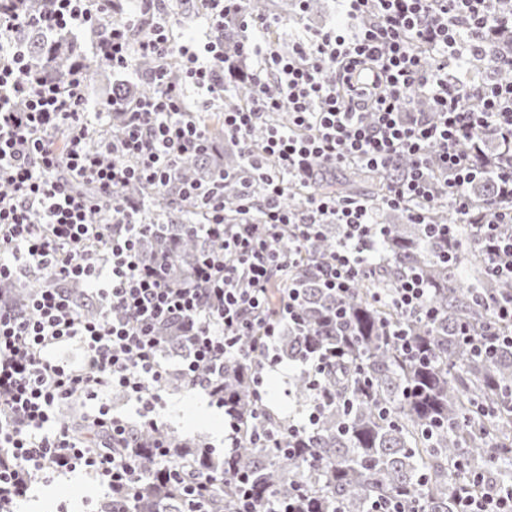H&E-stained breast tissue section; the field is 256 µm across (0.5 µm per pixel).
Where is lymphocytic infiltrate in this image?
Here are the masks:
<instances>
[{
	"mask_svg": "<svg viewBox=\"0 0 512 512\" xmlns=\"http://www.w3.org/2000/svg\"><path fill=\"white\" fill-rule=\"evenodd\" d=\"M338 2L341 25L289 34L283 52L264 39L282 18L243 13V0H205L210 36L197 53L173 41L177 20L165 0H143L152 23L134 50V23L109 21L110 0H48L34 13L0 0V282L40 278L23 306L0 297V512H15L35 484L76 471L105 487L110 501L126 499L141 474L126 452L132 427L113 414L107 393L117 389L135 401L141 427L152 430L170 379L223 404L218 379L226 359L249 357L243 337L272 347L284 314H296V297L279 312L270 292L321 225L343 230L318 268L325 288L345 295L372 272L382 225L366 202L312 191L322 173L355 166L386 172L405 161L384 205L422 224L429 208L448 204L456 221L434 225L435 234L451 240L459 225H469L489 273L512 279V82L476 85L465 75L468 55H484L487 40L512 31V13H502L497 0ZM231 24L244 33L235 57L225 54L222 38ZM26 28L91 29L113 69L131 72L137 58L155 60L148 76L155 90L126 105L118 136L93 132V121L110 115L88 116L84 67L66 82L48 79L16 38ZM242 56L256 61L247 72L250 102L224 108V135L242 158L235 175L242 218L225 222L223 186L184 188L205 226L221 227L224 248L198 263L188 286L176 287L162 265L140 257L146 202L118 192L135 182L161 189L181 157L206 149L209 137L187 112V95L195 93L201 109L225 96L221 80L238 76ZM173 57L183 71L177 85L164 68ZM422 99L429 111L418 110ZM277 112L287 113V127L272 124ZM261 127L266 138L257 155L252 136ZM488 138L503 146L488 171L498 195L479 207L467 187ZM254 172L263 182L259 195ZM83 183L90 192L80 191ZM296 185L308 193L291 212L282 201ZM255 209L261 222L249 219ZM70 283L91 290L95 317L68 295ZM173 322L188 328L175 364L159 334ZM74 342L83 352L79 364L57 355ZM77 400L89 403L84 417L100 446L59 417L61 405ZM472 481L457 512H512V488L480 474Z\"/></svg>",
	"mask_w": 512,
	"mask_h": 512,
	"instance_id": "f902f5d3",
	"label": "lymphocytic infiltrate"
}]
</instances>
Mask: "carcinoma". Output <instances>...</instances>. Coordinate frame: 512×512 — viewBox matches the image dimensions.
Returning <instances> with one entry per match:
<instances>
[{
    "label": "carcinoma",
    "instance_id": "1",
    "mask_svg": "<svg viewBox=\"0 0 512 512\" xmlns=\"http://www.w3.org/2000/svg\"><path fill=\"white\" fill-rule=\"evenodd\" d=\"M247 7L260 15L294 11L291 0H250ZM22 38L33 63L54 80L65 79L70 67L84 59L80 44L64 36L28 30ZM109 67L101 56L87 63L88 83ZM239 164L237 155L209 149L184 156L160 192L150 194L138 186L121 191L129 198L151 195L147 218L152 226L141 251L147 263L164 264L173 284L191 281L200 252L222 248L221 238L185 223L190 205L180 197L182 186ZM362 179L372 182L365 202L386 230L376 244L381 259L373 276L357 280L341 298L323 287L316 267L340 239V228L326 224L271 292L274 306L282 304L290 287L300 301L297 318L284 322L277 337V357L300 365L331 348L343 353L318 375L326 397L300 446L286 452L288 418L255 400V365L265 354L257 350L250 361L226 360L224 402L233 404L241 418L234 457L217 459L204 443L188 444L171 429L135 430L124 452L132 455L144 478L136 497L115 509L187 512L182 488L160 474L152 448L158 441L187 480H212L203 512H235L236 479L242 474L250 477L256 512L290 497L300 512H369L378 498H401L408 512H456L457 493L469 485L466 470L485 473L497 483L512 480V348L480 359L455 336L460 323L478 335L486 333L493 323L491 302L512 299V280L489 275L479 245L459 249L428 235L426 225L407 224L403 213L381 206L387 192L383 175L355 168L344 183H322L317 189L355 197ZM468 193L490 201L497 186L478 178ZM239 217L237 186L226 184L224 219ZM409 272L430 282L426 304L436 310V318L409 315L394 305V288ZM338 309L345 312L339 324ZM397 330L409 333L416 355L402 349L393 336ZM160 333L166 337L165 352L183 350L182 327L163 326ZM288 393L310 409L317 399L312 378L302 368L288 381ZM271 431L283 434L281 446H260V437Z\"/></svg>",
    "mask_w": 512,
    "mask_h": 512
}]
</instances>
